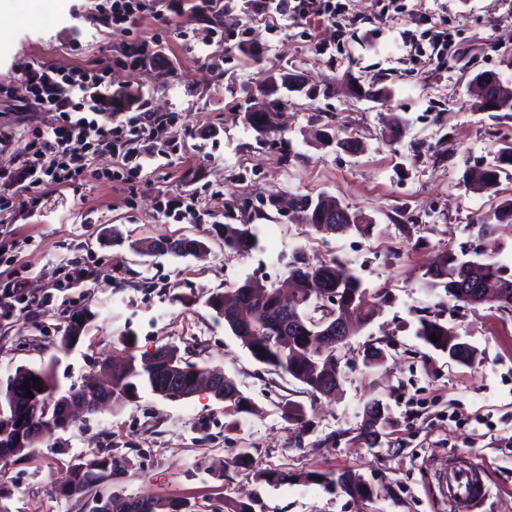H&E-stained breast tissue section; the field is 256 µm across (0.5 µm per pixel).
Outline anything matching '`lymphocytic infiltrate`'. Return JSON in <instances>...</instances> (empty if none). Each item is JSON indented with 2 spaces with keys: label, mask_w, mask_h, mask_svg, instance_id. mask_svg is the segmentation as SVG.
<instances>
[{
  "label": "lymphocytic infiltrate",
  "mask_w": 512,
  "mask_h": 512,
  "mask_svg": "<svg viewBox=\"0 0 512 512\" xmlns=\"http://www.w3.org/2000/svg\"><path fill=\"white\" fill-rule=\"evenodd\" d=\"M165 8V0H111L99 13L103 25L120 28L144 15L162 14ZM108 73L105 67L78 69L44 62L31 63L22 72L25 106L54 113L56 121L34 129L32 140L17 155L15 169L0 171V185L10 193L0 208L37 210L44 190L84 175L91 156L101 150L110 151L128 176L136 175V145L151 137L164 119L148 113L137 123L114 121L113 113L124 106L103 98Z\"/></svg>",
  "instance_id": "obj_1"
}]
</instances>
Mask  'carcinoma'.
Segmentation results:
<instances>
[{"mask_svg": "<svg viewBox=\"0 0 512 512\" xmlns=\"http://www.w3.org/2000/svg\"><path fill=\"white\" fill-rule=\"evenodd\" d=\"M290 75L291 72L285 71L278 75L271 74L264 79L267 106L261 112L246 111L243 115V119L255 131L261 130L269 135L281 131L286 126L283 116L288 111V104L275 97V94L277 86H286ZM506 165L512 166V146L509 145L500 150L497 164L488 167L480 176L471 178L473 189L497 194L501 174L505 172ZM329 199H334V196L324 193L315 197L305 194L296 198L300 209L308 215V226L319 233H328L336 229L334 224L322 223L324 206ZM214 230L224 236V250L229 255L244 256L258 245L257 233L250 224H216ZM165 245L174 255L189 256L193 254V249L203 245V242L178 238L165 242ZM295 272L302 275L303 281L298 297L291 303V309L295 310L297 317L305 325V330L301 332H282L276 327L275 317L283 306V301L272 284L263 283L256 287L247 279L240 285L212 295L207 301V306L220 320L223 318L222 309L232 303L243 301L247 298L246 290H253V303L267 309L268 318L267 321L255 325L256 334H239L237 338L257 362L269 367L273 373L292 377L305 385L306 390L315 397L328 398L331 396V390L340 385L338 379L342 378V375L335 351L323 349L320 342L321 323L329 315V311L323 309L319 303L320 286L326 282L335 287L338 296L353 305V309L356 310V334L368 326L372 319V301L383 299L385 295L369 296L367 289L363 288L362 280L334 257L311 264L306 261L303 254L298 253L289 263V273ZM421 279L430 289H444L448 299L456 303L462 302L457 293L458 287L472 279H479L492 288L502 285L512 287V272L508 267L491 261H483L473 267L468 261L448 253L442 256L439 264L422 273ZM93 318L95 313L88 308L72 315L61 338L62 346H69L72 333L80 323L88 324ZM432 334L440 338V341L432 342ZM416 336L434 349L449 354L456 350L459 340L452 327L437 318L430 319L426 316L419 319ZM157 351L163 353L164 359L182 364L183 371L169 379L157 368L151 370L146 364L138 366L136 355L129 352L122 356V361L112 366V405L129 402L144 391L153 395L164 390H182L189 393L202 375L208 372V368L184 359L172 346H160ZM246 401L247 397L233 380L224 382V402L238 409ZM379 404L378 399L366 403L364 423L358 433V437L370 444L376 443L384 430L393 423L387 409L375 411ZM119 468L120 465L110 453L98 459L82 460L73 465L71 475L76 493L82 494L98 487ZM134 500L143 505L141 512H196L194 505L185 499H170L163 503L152 496L140 495L134 497Z\"/></svg>", "mask_w": 512, "mask_h": 512, "instance_id": "obj_1", "label": "carcinoma"}]
</instances>
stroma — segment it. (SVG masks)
Here are the masks:
<instances>
[{
  "label": "stroma",
  "mask_w": 512,
  "mask_h": 512,
  "mask_svg": "<svg viewBox=\"0 0 512 512\" xmlns=\"http://www.w3.org/2000/svg\"><path fill=\"white\" fill-rule=\"evenodd\" d=\"M101 0H44L52 22L27 0H0L11 31L0 41V170L15 166L31 125L20 72L30 61L70 67L110 66L113 88L139 93L169 121L137 145L140 169L119 177L111 153L95 155L90 176L50 187L37 213L0 221V377L20 366H52L61 390L81 385L92 365L161 345L189 361L223 369L248 399L245 410L201 394L171 402L150 393L57 431L34 455L0 462V512H89L92 493L71 497L56 487L80 459L111 452L120 475L104 494L181 498L200 512H227L230 501L254 512H453L437 476L454 462L479 471L490 493L480 512H512V311L449 301L418 276L437 255L477 254L512 268V225L482 231L480 220L512 199V178L497 196L477 193L466 170L495 163L512 144V112H484L468 86L491 71L512 88V0H330L332 13L309 18L296 0L280 10L243 9V0H176L161 17L128 28L95 21ZM157 41L161 66L117 64L123 48ZM304 73L320 91L310 99L281 91L287 125L259 136L244 120L246 99L279 70ZM387 88L383 101L349 97L347 77ZM405 134L390 142L389 124ZM362 144L349 154L330 134ZM326 193L362 213L370 235L323 234L267 207L276 196ZM169 201L193 202L195 214L169 218ZM253 224L258 246L229 257L217 224ZM185 236L207 246L199 258L143 256L131 245ZM315 263L335 256L370 293L389 299L368 327L339 346L344 379L335 398L317 399L305 385L272 374L214 319L211 294L257 278L288 274L295 253ZM94 268L92 277L79 274ZM95 317L79 344L63 350L70 317ZM438 317L477 351L469 363L417 338L420 317ZM385 351L367 365L368 347ZM386 403L394 417L379 443L357 437L364 406ZM299 406L306 428L289 422L285 402ZM248 452L250 468L236 467ZM352 470L367 497L328 491L323 480ZM265 471L288 473L270 484Z\"/></svg>",
  "instance_id": "obj_1"
}]
</instances>
